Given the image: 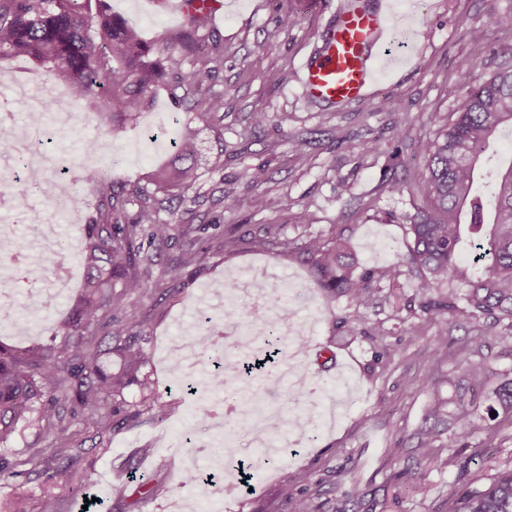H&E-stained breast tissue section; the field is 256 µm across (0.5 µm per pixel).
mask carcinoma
<instances>
[{"mask_svg":"<svg viewBox=\"0 0 512 512\" xmlns=\"http://www.w3.org/2000/svg\"><path fill=\"white\" fill-rule=\"evenodd\" d=\"M208 21L202 11L192 15L187 28L162 35L157 47L112 14L105 0H0V58H32L62 78L89 117L99 116L109 100L112 122L130 120L164 85L177 105L217 129L216 119H224L223 97L200 96L224 54L223 44L207 32ZM481 69L477 61L458 76V85L467 90L462 111L422 144L423 191L430 206L407 227L412 238L407 270L397 265L360 269L346 239L336 232L296 245L282 235L281 225L263 227L262 242L306 267L327 293L358 308L372 306L375 282L415 275L423 297L420 319L437 327L438 352L448 347V326L465 328L477 319L498 345L512 347V160L494 170L490 195L477 186L493 143L505 132L512 134V66L498 68L484 81L476 79ZM174 148L172 162L143 183L116 187L84 171L83 180L99 194V207L83 228L82 293L54 327L59 344L22 350L0 343V446L33 421L61 447L74 426L102 437L141 416L126 407L125 391L134 385L143 403L162 409L156 385L142 375L147 356L140 340L148 319L128 309L127 299L153 290L174 297L189 277L188 268L207 252L201 246V225L183 222V215L210 201L197 173L195 132L186 128ZM210 228L211 244L219 251L236 247V239L224 237V225ZM174 243L178 252L166 254ZM0 250L15 255L10 280L27 282L20 262L23 245L12 238L0 241ZM457 279L465 292L441 291L442 284ZM224 321L218 317L208 330L206 352L218 362L226 350ZM489 378L487 364L479 361L472 365L468 386L483 390ZM203 385L221 395L224 371L209 373ZM59 389L64 391L61 401L55 396ZM487 399L488 411L512 418V378L500 380ZM459 406L458 438L485 430V419L468 408L462 395ZM447 415L445 404L435 402L428 413L433 424L418 432L419 447L441 469L448 467L440 429ZM456 512H512V467L498 469L487 487L469 492Z\"/></svg>","mask_w":512,"mask_h":512,"instance_id":"obj_1","label":"carcinoma"}]
</instances>
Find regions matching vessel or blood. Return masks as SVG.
<instances>
[{
    "label": "vessel or blood",
    "mask_w": 512,
    "mask_h": 512,
    "mask_svg": "<svg viewBox=\"0 0 512 512\" xmlns=\"http://www.w3.org/2000/svg\"><path fill=\"white\" fill-rule=\"evenodd\" d=\"M331 14L301 69L309 101L344 106L370 95L394 34L386 20L390 0H318Z\"/></svg>",
    "instance_id": "1"
}]
</instances>
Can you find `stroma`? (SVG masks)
I'll list each match as a JSON object with an SVG mask.
<instances>
[{"label":"stroma","mask_w":512,"mask_h":512,"mask_svg":"<svg viewBox=\"0 0 512 512\" xmlns=\"http://www.w3.org/2000/svg\"><path fill=\"white\" fill-rule=\"evenodd\" d=\"M114 13L157 41L163 32L186 28L177 14L160 12L150 0H108ZM512 12V0H393L389 24L396 34L390 47L400 66L382 69L365 99L327 108L305 99L298 74L308 50L318 41L329 16L315 0H227L210 28L224 44V57L209 87L224 98V135L199 130V172L206 190L217 198L188 215L187 223L219 221L225 234L240 236L236 249L209 250L189 282L172 299L150 294L132 305L151 324L143 344L146 374L155 379L164 406L161 416L144 412L109 436L77 430L70 449L57 450L50 437L28 427L0 458V506L26 495L37 504L43 491L60 497L58 512H80L75 487L92 477L91 493L99 499L91 512H204L212 499L209 486H185L186 471L213 473L223 484L236 480L235 465L251 463L250 488L224 494L220 512H288L289 497L312 498L319 512H454L469 491L489 484L500 467L512 465V420L499 417L483 433L467 440L449 424L443 440L455 463L440 470L427 466L416 434L424 426L432 395L421 387L427 368H434L443 398L456 396L469 364L485 361L494 378L512 376V349L495 343L483 327L449 329L448 347L436 351L433 325L419 323L414 309L421 301L417 280L381 281L374 307L362 310L347 299L331 298L316 288L307 270L273 246H260L245 233L264 224L281 225L284 235L302 244L333 231L349 237L362 269L404 263L411 242L407 219L427 200L422 193L425 158L420 145L461 111L465 92L459 74L476 59L485 72L512 56L500 55L512 45V31L492 27L494 17ZM295 24L284 27L283 19ZM486 31L475 42L470 31ZM268 121L256 126L252 115ZM189 112L175 105L168 89L157 88L136 121L116 130L75 114L71 135L57 137L59 122L44 123L46 153L53 156L78 208L77 225L59 223L45 250H63L74 272L56 287L51 268L39 264L27 287L10 296L12 317L0 322V343L22 349L52 344V327L80 293L84 268L71 236L96 214L98 196L81 178L97 170L107 181H134L168 160L173 141L187 124ZM406 137H398V130ZM108 143V151L87 154L88 140ZM222 158L223 173L211 170ZM262 172L254 189L241 186L244 173ZM401 186H394V179ZM240 185L236 205L220 199ZM276 274L292 280L313 298L320 314L301 363L311 379L335 382L331 370L314 362L316 355L335 356L346 364L351 388L335 390L348 399L338 416L321 414L315 438L296 446L289 433L271 435L275 449L266 457L253 436L264 427L265 412L304 413L306 404L290 399L286 373L290 346H282L274 364L251 387L257 410L248 424L235 429L231 459L214 461L199 454L201 442L214 441L210 428L194 418L197 397L187 395L186 382L172 352L197 322L206 290L223 289L233 274ZM440 363H432L433 355Z\"/></svg>","instance_id":"stroma-1"}]
</instances>
